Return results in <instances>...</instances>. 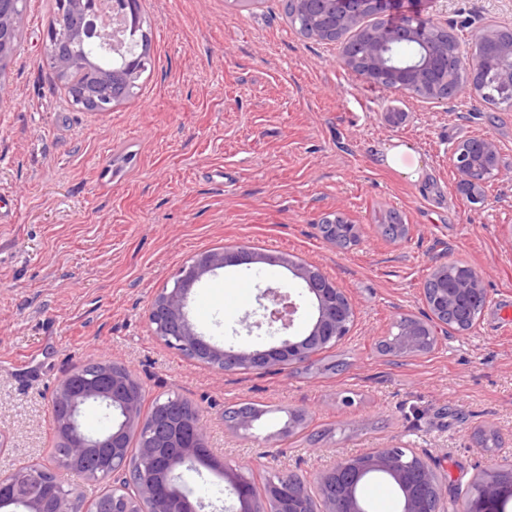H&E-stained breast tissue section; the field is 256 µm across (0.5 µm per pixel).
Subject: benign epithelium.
Returning a JSON list of instances; mask_svg holds the SVG:
<instances>
[{"label":"benign epithelium","instance_id":"obj_1","mask_svg":"<svg viewBox=\"0 0 512 512\" xmlns=\"http://www.w3.org/2000/svg\"><path fill=\"white\" fill-rule=\"evenodd\" d=\"M360 7L331 20L336 28L355 27L363 11L368 9L379 18L368 36L366 51L358 55L349 47L340 51L344 66L363 82L384 88L397 85L410 94L423 99L448 98V83L437 84L432 74L440 67L471 72L467 58L448 55V50L434 53L430 50L434 34L450 31L433 18L418 12L408 13L392 24L387 14L394 0H357ZM94 0H57L60 13L86 14ZM51 47L50 63L62 81H67L68 43L56 36V30L47 32ZM401 43H413L425 49L421 60L400 64L393 60V50ZM99 51L110 58L117 53L121 65L111 68L100 77L96 92L89 96L76 92L71 104L84 111L93 108L110 112L123 101L112 95V86H134L137 69L125 61L123 46L107 40L100 41ZM467 82L477 99L493 97L499 104L512 108V39L499 44L497 54L481 68L480 83L469 77ZM500 146L491 136L473 138L467 144L460 142L449 154L454 170L462 168L472 172L468 180L459 183V189L473 202L481 201L484 184L502 176ZM254 264L279 265L288 269L298 280L302 292L295 294L290 285L268 288L263 294L266 302L260 304L259 318L249 321L247 327H267L275 342L267 347L226 349L214 344L199 331L188 311V301L194 290L209 274L218 269ZM471 292V281L454 280L432 300L429 319L424 322L407 321L402 324L393 345L396 355L425 353L424 341L436 342L440 332H448V312L464 306ZM304 298L312 308V318L304 332L294 334L293 329ZM356 310L345 291L316 265L294 263L282 254L259 253L249 248H221L204 250L194 255L173 275L172 284L152 299L148 320L154 334L165 345L183 353L191 360L221 372H279L311 361L316 355L335 346L348 335L355 321ZM145 392L142 383L127 368L117 362L96 364L89 374L84 366L73 367L57 385L53 394L52 410L58 436L69 449L67 463L87 459L98 451H112L113 492L95 503L83 504L77 493L66 496L39 497L22 495L16 491L17 473L0 474V512H198L192 502V493L183 489L182 471L193 465H204L219 471L224 478V489L232 495L235 512H308L305 504L290 506L274 496L257 502L250 494L248 482L233 469L224 467L223 461L212 456L207 441L204 412L190 406L187 416L178 415L160 425L147 420L142 414ZM91 403L106 407L112 416V429L103 434H86L81 427L80 415ZM136 432L143 435L139 457L151 463L153 470L139 471L137 478L126 475L124 465L117 464L126 447V437ZM409 461L395 448H382L367 455V460L356 464L341 455L336 465L318 478V491L325 512H366L355 488L369 470L384 471L391 475L402 494V512H448V488L440 482L436 469L413 451L407 449ZM479 496L467 512H507L512 506V480H504L496 468L488 469L476 477Z\"/></svg>","mask_w":512,"mask_h":512}]
</instances>
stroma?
I'll use <instances>...</instances> for the list:
<instances>
[{"label": "stroma", "instance_id": "obj_1", "mask_svg": "<svg viewBox=\"0 0 512 512\" xmlns=\"http://www.w3.org/2000/svg\"><path fill=\"white\" fill-rule=\"evenodd\" d=\"M54 0H28L20 50L0 83V471L54 466L51 399L76 365L118 361L147 400L179 395L205 410L209 445L226 467L261 480L313 482L337 454L414 450L448 484L468 487L512 460V109L469 93L445 102L372 87L339 63L340 48L304 38L282 0H142L153 66L137 94L109 112L76 110L41 59ZM460 39L489 20L512 28V0H418ZM501 145L503 177L470 203L448 164L459 142ZM397 167L384 164L394 147ZM342 213L359 241H323ZM409 231L381 232L389 213ZM276 251L317 265L356 307L331 349L344 369L221 373L166 347L149 306L198 252ZM462 260L484 276L475 325L427 354L394 357L377 343L403 317H422L421 287ZM218 271L190 312L220 345L266 344L227 310ZM266 406L249 433L224 410ZM307 413L292 438L278 431ZM497 435L498 447L478 441Z\"/></svg>", "mask_w": 512, "mask_h": 512}]
</instances>
